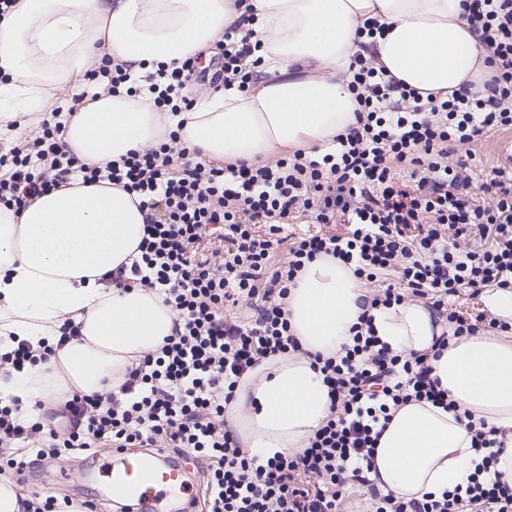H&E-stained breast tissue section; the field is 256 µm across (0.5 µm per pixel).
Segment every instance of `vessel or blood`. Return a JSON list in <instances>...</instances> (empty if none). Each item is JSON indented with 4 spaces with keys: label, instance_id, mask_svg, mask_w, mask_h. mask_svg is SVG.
Here are the masks:
<instances>
[{
    "label": "vessel or blood",
    "instance_id": "b4317fda",
    "mask_svg": "<svg viewBox=\"0 0 512 512\" xmlns=\"http://www.w3.org/2000/svg\"><path fill=\"white\" fill-rule=\"evenodd\" d=\"M110 500L151 512L155 502L164 497H183L182 512H195L189 496L190 482L181 464L163 451L139 454L122 451L115 463L102 472Z\"/></svg>",
    "mask_w": 512,
    "mask_h": 512
}]
</instances>
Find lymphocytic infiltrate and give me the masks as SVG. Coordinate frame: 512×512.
I'll return each instance as SVG.
<instances>
[{
    "label": "lymphocytic infiltrate",
    "mask_w": 512,
    "mask_h": 512,
    "mask_svg": "<svg viewBox=\"0 0 512 512\" xmlns=\"http://www.w3.org/2000/svg\"><path fill=\"white\" fill-rule=\"evenodd\" d=\"M462 2L491 80L463 84L444 98L357 60L356 125L322 153L226 165L204 159L172 130L158 144L90 166L63 142L68 116L84 104L81 93L25 143L0 153V204L7 207L24 208L75 179L138 194L146 211L141 258L114 282L158 291L179 318L158 352L128 370L119 392L75 393L63 402L68 432L29 422L19 402L0 404V451L27 450L23 458L0 454V474L64 452L156 447L202 462L205 512H339L349 486L366 492L375 512H512V482L497 470L502 442L481 427L472 434L476 460L465 483L410 502L375 486L378 424L409 400L444 406L448 396L427 355L393 352L367 319L336 356L314 359L331 405L308 448L263 460L241 448L224 421L241 377L263 359L301 353L284 300L297 273L319 255L372 283L371 307L409 294L431 298L437 317L451 325L437 339L442 347L476 330L449 309V298L512 288V166L494 168L482 197L471 191L472 145L512 128V0ZM217 45L224 62L212 77L189 59L148 75L145 89L158 111H191L184 90L204 79L247 90L255 44L227 32ZM86 79L110 94L145 90L134 63L112 60L103 46ZM302 217L319 231L284 243V224ZM260 224L266 234H257ZM330 224L345 230L327 232ZM282 247L287 253L276 259ZM389 270L400 273L405 289L378 286ZM243 306L249 315L240 314Z\"/></svg>",
    "instance_id": "lymphocytic-infiltrate-1"
}]
</instances>
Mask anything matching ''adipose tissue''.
<instances>
[{"label": "adipose tissue", "instance_id": "ef3b65f1", "mask_svg": "<svg viewBox=\"0 0 512 512\" xmlns=\"http://www.w3.org/2000/svg\"><path fill=\"white\" fill-rule=\"evenodd\" d=\"M21 0L0 19V131L42 112L83 79L98 42L112 57L177 66L220 33L261 42L260 79L241 92L188 88L191 111H156L149 93L91 97L69 120L64 142L88 164L153 145L170 129L211 160L253 162L287 148L311 151L355 126L349 84L355 57L423 92L451 93L491 77L486 52L463 18L462 0ZM382 35L367 37V19ZM137 195L106 183L73 185L21 211L0 207V353L18 341L55 346L48 360L0 374V402L58 403L67 395L118 391L128 368L160 348L177 319L155 290L110 279L139 259L144 214ZM366 288L351 266L320 256L305 264L285 311L303 348L263 360L237 384L227 427L261 459L307 447L330 398L310 357L336 355L363 313ZM395 352L429 354L431 375L454 410L410 401L393 410L376 444V485L402 501L466 481L474 457L469 422L504 432L498 471L512 479V339L476 332L431 356L445 325L422 303L372 310ZM77 337L61 341L63 323Z\"/></svg>", "mask_w": 512, "mask_h": 512}]
</instances>
